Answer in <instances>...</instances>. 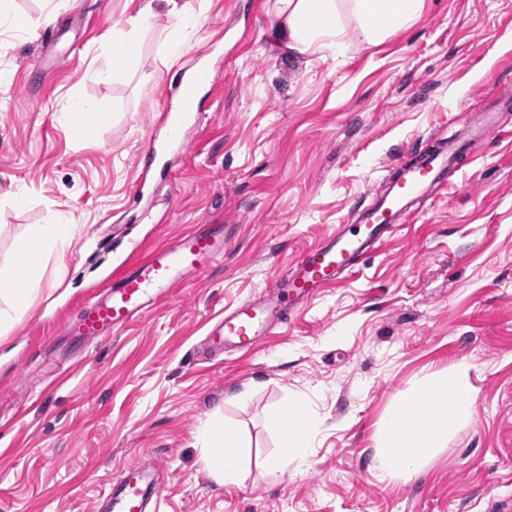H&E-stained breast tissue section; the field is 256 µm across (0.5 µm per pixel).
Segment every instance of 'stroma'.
<instances>
[{
    "mask_svg": "<svg viewBox=\"0 0 512 512\" xmlns=\"http://www.w3.org/2000/svg\"><path fill=\"white\" fill-rule=\"evenodd\" d=\"M0 7V262L35 225L75 226L70 247L46 258L26 318L0 336V512H93L148 449L168 459L162 512H486L490 498H512V106L359 273L255 349L196 355L225 309L382 195L396 166L498 107L512 90V0H424L414 25L375 43L351 21L337 57L289 50L279 0ZM180 14L185 49L169 66ZM120 38L138 56L116 71ZM205 49L216 83L188 155L168 147L172 170L156 171L143 218L137 158L170 77ZM75 102L104 117L84 138L68 121ZM196 224L223 225V262L104 342L58 340L132 246ZM458 363L470 367V414L410 477L378 482L375 441L394 402ZM297 398L320 432L308 463L273 481L272 421ZM217 412L249 454L235 485L204 465L200 431Z\"/></svg>",
    "mask_w": 512,
    "mask_h": 512,
    "instance_id": "obj_1",
    "label": "stroma"
}]
</instances>
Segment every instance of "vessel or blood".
<instances>
[{
	"mask_svg": "<svg viewBox=\"0 0 512 512\" xmlns=\"http://www.w3.org/2000/svg\"><path fill=\"white\" fill-rule=\"evenodd\" d=\"M215 82L213 71L202 60L191 71L175 77L174 96L163 108L154 137L138 160L140 173L133 187L136 197H144L149 190L159 145L180 140L182 118L193 116L200 90ZM498 129L494 113H480L464 139L421 152L414 163L400 167L383 196L356 206L350 224L328 232L303 252L268 290L225 312L223 320L208 332L209 350L252 349L278 326L284 311L301 306L324 288L355 274L367 255L381 249L387 233L409 223L415 201L447 183L459 171L460 157ZM224 245L222 225L198 224L167 244L135 246L126 268L113 276L101 293L82 304L76 318L64 325L63 334L89 345L108 339L112 330L145 316L159 300L172 298L187 277L222 261ZM165 468L163 456L144 452L125 467L117 483L107 484L94 503L95 512H148L158 506L160 475Z\"/></svg>",
	"mask_w": 512,
	"mask_h": 512,
	"instance_id": "vessel-or-blood-1",
	"label": "vessel or blood"
}]
</instances>
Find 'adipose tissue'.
<instances>
[{
  "mask_svg": "<svg viewBox=\"0 0 512 512\" xmlns=\"http://www.w3.org/2000/svg\"><path fill=\"white\" fill-rule=\"evenodd\" d=\"M288 10L281 36L299 53L330 52L339 56L347 48L346 19H353L360 36L375 42L413 24L423 0H283ZM68 224L36 227L14 259L0 263V327L21 321L32 307L29 282L45 255L71 243ZM475 402L469 368L456 364L437 374L416 391L406 394L387 415L376 449L374 476L391 480L415 472L446 445L449 435L467 417ZM277 456L266 472L278 477L290 463L304 465L318 435L319 425L302 402H294L287 419L277 422ZM204 460L208 475L218 484L238 483L248 457L237 435L222 417L209 419L203 430Z\"/></svg>",
  "mask_w": 512,
  "mask_h": 512,
  "instance_id": "adipose-tissue-1",
  "label": "adipose tissue"
}]
</instances>
